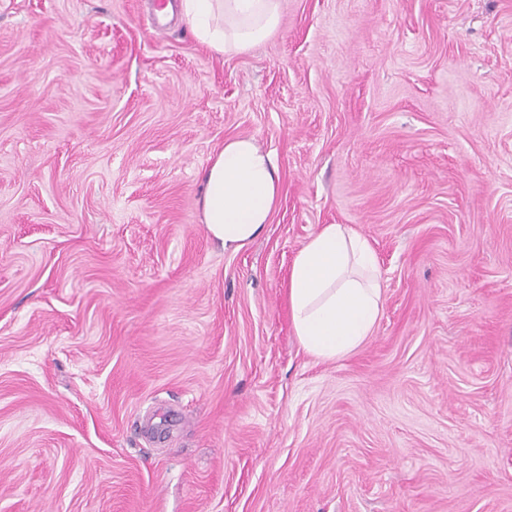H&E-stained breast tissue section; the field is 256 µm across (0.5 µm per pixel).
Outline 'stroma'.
<instances>
[{
    "instance_id": "stroma-1",
    "label": "stroma",
    "mask_w": 512,
    "mask_h": 512,
    "mask_svg": "<svg viewBox=\"0 0 512 512\" xmlns=\"http://www.w3.org/2000/svg\"><path fill=\"white\" fill-rule=\"evenodd\" d=\"M155 0H0V512H512V0H282L224 56ZM278 162L224 252L201 174ZM360 347L300 346L324 225ZM202 222L224 251L238 252L265 230L280 193L274 155L252 137L224 142L202 174ZM381 272L367 239L327 224L297 254L288 280L292 327L312 356L340 358L372 336L383 307Z\"/></svg>"
}]
</instances>
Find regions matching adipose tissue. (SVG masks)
<instances>
[{
    "label": "adipose tissue",
    "instance_id": "1",
    "mask_svg": "<svg viewBox=\"0 0 512 512\" xmlns=\"http://www.w3.org/2000/svg\"><path fill=\"white\" fill-rule=\"evenodd\" d=\"M177 9L197 39L221 55L247 52L280 24V0H179ZM202 184V222L229 252L262 235L281 188L274 155L251 137L225 141L204 169ZM382 294L367 239L346 225H325L299 251L288 280L290 318L301 347L324 361L352 352L372 336Z\"/></svg>",
    "mask_w": 512,
    "mask_h": 512
}]
</instances>
